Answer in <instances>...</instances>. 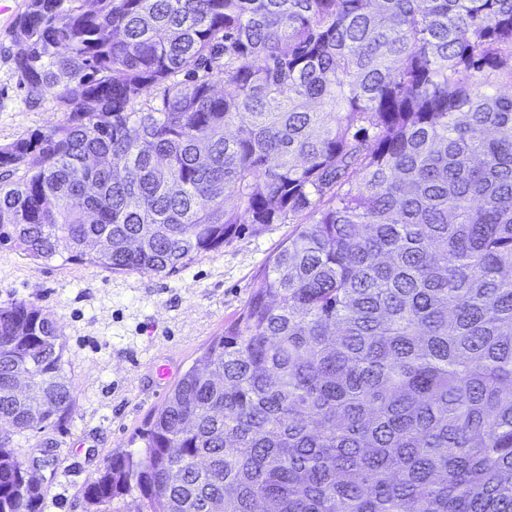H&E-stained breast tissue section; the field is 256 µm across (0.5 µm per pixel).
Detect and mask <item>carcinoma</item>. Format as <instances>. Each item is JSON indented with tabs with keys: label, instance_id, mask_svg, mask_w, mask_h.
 Listing matches in <instances>:
<instances>
[{
	"label": "carcinoma",
	"instance_id": "1",
	"mask_svg": "<svg viewBox=\"0 0 512 512\" xmlns=\"http://www.w3.org/2000/svg\"><path fill=\"white\" fill-rule=\"evenodd\" d=\"M87 2L14 22L63 119L0 147V246L172 274L296 225L96 512H512V0ZM64 352L0 306V512H41L12 438Z\"/></svg>",
	"mask_w": 512,
	"mask_h": 512
}]
</instances>
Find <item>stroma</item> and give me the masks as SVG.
Here are the masks:
<instances>
[{
	"label": "stroma",
	"mask_w": 512,
	"mask_h": 512,
	"mask_svg": "<svg viewBox=\"0 0 512 512\" xmlns=\"http://www.w3.org/2000/svg\"><path fill=\"white\" fill-rule=\"evenodd\" d=\"M26 0H0V147L57 124L52 100L29 105L11 40ZM289 224L244 230L224 248L164 276L27 259L0 248V304L23 301L61 329L76 401L53 428L16 436L17 451L46 450L43 512H95L84 496L113 454L138 452L151 413L215 336L244 311ZM169 365L158 380L153 367Z\"/></svg>",
	"instance_id": "stroma-1"
}]
</instances>
